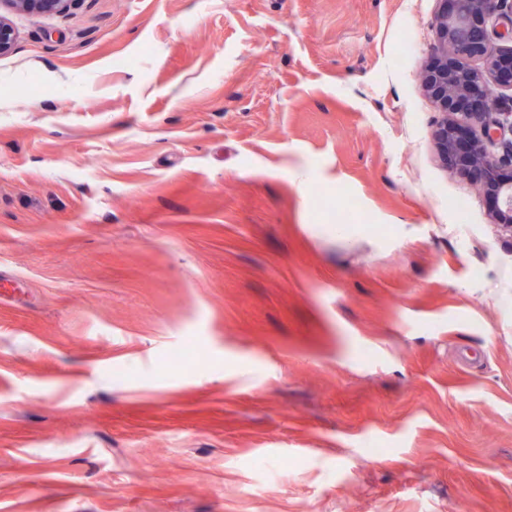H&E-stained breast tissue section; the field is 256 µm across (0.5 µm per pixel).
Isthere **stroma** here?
I'll return each mask as SVG.
<instances>
[{"label": "stroma", "mask_w": 512, "mask_h": 512, "mask_svg": "<svg viewBox=\"0 0 512 512\" xmlns=\"http://www.w3.org/2000/svg\"><path fill=\"white\" fill-rule=\"evenodd\" d=\"M441 8L13 16L0 512H512V235L433 143Z\"/></svg>", "instance_id": "1"}]
</instances>
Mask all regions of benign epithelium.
Segmentation results:
<instances>
[{"label":"benign epithelium","mask_w":512,"mask_h":512,"mask_svg":"<svg viewBox=\"0 0 512 512\" xmlns=\"http://www.w3.org/2000/svg\"><path fill=\"white\" fill-rule=\"evenodd\" d=\"M68 0H0L12 12L54 14ZM435 28L441 45L440 61L422 73L424 91L446 113L463 123L445 119L435 130L439 154L481 183L495 202L489 220L512 236V123L501 119V97L490 83L512 90V46L495 48L493 37L512 38V0H443ZM16 31L0 13V55L10 53ZM466 59L479 61L469 67ZM501 145L498 156L489 148Z\"/></svg>","instance_id":"1"}]
</instances>
